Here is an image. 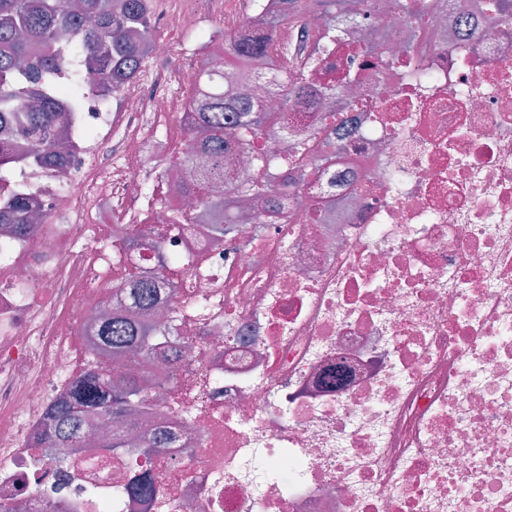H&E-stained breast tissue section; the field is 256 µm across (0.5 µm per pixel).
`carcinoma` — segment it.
Returning <instances> with one entry per match:
<instances>
[{"label":"carcinoma","mask_w":512,"mask_h":512,"mask_svg":"<svg viewBox=\"0 0 512 512\" xmlns=\"http://www.w3.org/2000/svg\"><path fill=\"white\" fill-rule=\"evenodd\" d=\"M288 2V13L266 16L261 29L245 28L224 37V61L202 65L204 105L183 118L188 130L202 133L199 154L177 164L182 181L197 199L199 214L176 213L172 217L173 223L190 235L223 238L224 225L236 223L238 203L263 187L273 195L270 212L275 219H286V198L277 191L263 161L238 175L227 173L224 162L252 136L286 127L280 112L266 110L251 94L253 60L266 55L282 27L301 22L307 13L335 20L343 8L342 0ZM395 7L413 21L438 4L398 0ZM153 32L147 0H0V131L4 133L0 166H35L56 158L59 150L46 136L51 127L66 129L63 140L69 147L91 137V131L78 121L86 96L97 97L103 109L111 100L89 90L84 75L97 73L110 89L123 86L139 67ZM301 51V46L289 44L280 55L288 60V77L279 85L283 91L281 112L295 111L316 97L315 89L297 74ZM64 74L70 76L69 84L59 89L58 77ZM335 159V149L325 146L313 163L300 164L301 178L312 176L322 164ZM3 213L12 217L16 233L29 223L31 208L23 195L15 194L0 198V215ZM145 246L161 251L147 225L140 224L115 249ZM165 278L163 264L150 279L128 269L121 283L128 305L103 308L97 336L117 357L134 356L138 366L126 371L95 366L86 372L66 397L52 405L55 426L39 447L79 448L91 422L123 417L147 401L159 379L154 368L156 350L150 342V316ZM157 492L145 476L121 489L122 495L139 499Z\"/></svg>","instance_id":"carcinoma-1"}]
</instances>
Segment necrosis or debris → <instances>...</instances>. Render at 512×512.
<instances>
[{"mask_svg":"<svg viewBox=\"0 0 512 512\" xmlns=\"http://www.w3.org/2000/svg\"><path fill=\"white\" fill-rule=\"evenodd\" d=\"M359 2L336 44H308L302 76L335 86L336 119L288 126L314 129L306 154L329 142L338 157L289 187L296 220L247 202L215 249L172 225L194 199L156 177L198 151L186 130L149 140L201 106L214 38L186 35L256 23L250 0H152L140 73L115 109L82 114L93 139L62 169L26 170L43 221L0 234L6 512H137L116 495L133 475L159 488L150 512H512V26L482 0H448L416 30L395 0ZM291 146L263 133L247 153L292 174ZM144 222L161 252L110 249ZM162 260L180 299L208 300L155 316L161 354L182 346L185 368L112 424L125 447L57 467L37 445L50 406L112 359L94 328L121 295L100 268L151 275Z\"/></svg>","mask_w":512,"mask_h":512,"instance_id":"obj_1","label":"necrosis or debris"}]
</instances>
